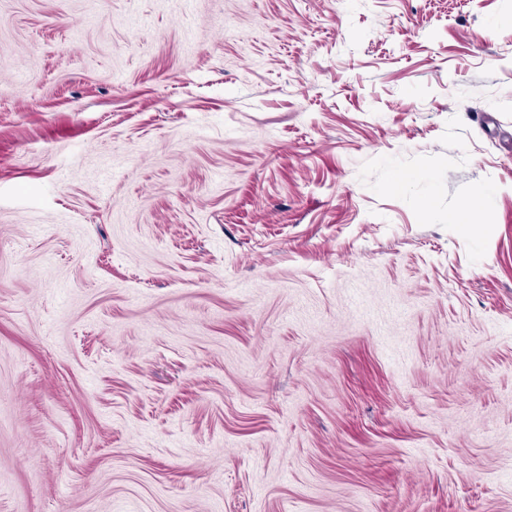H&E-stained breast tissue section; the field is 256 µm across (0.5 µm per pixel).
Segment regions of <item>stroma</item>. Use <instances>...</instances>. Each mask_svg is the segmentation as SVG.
Returning <instances> with one entry per match:
<instances>
[{"instance_id": "obj_1", "label": "stroma", "mask_w": 512, "mask_h": 512, "mask_svg": "<svg viewBox=\"0 0 512 512\" xmlns=\"http://www.w3.org/2000/svg\"><path fill=\"white\" fill-rule=\"evenodd\" d=\"M0 512H512V0H0Z\"/></svg>"}]
</instances>
